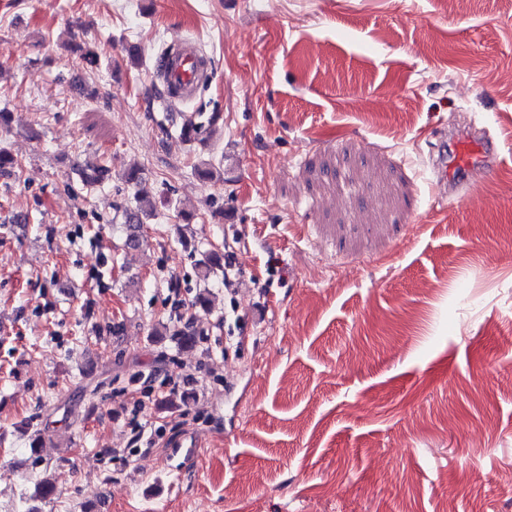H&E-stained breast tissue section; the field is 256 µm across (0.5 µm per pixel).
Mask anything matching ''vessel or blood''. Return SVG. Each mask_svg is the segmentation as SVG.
<instances>
[{
  "label": "vessel or blood",
  "instance_id": "obj_1",
  "mask_svg": "<svg viewBox=\"0 0 512 512\" xmlns=\"http://www.w3.org/2000/svg\"><path fill=\"white\" fill-rule=\"evenodd\" d=\"M208 74V59L186 42L169 54L164 81L175 91L177 101L187 103L194 99L200 82ZM498 166L496 143L474 128L450 131L448 145L438 149L434 163L438 184L447 187L452 196L469 193L478 178L495 172Z\"/></svg>",
  "mask_w": 512,
  "mask_h": 512
}]
</instances>
